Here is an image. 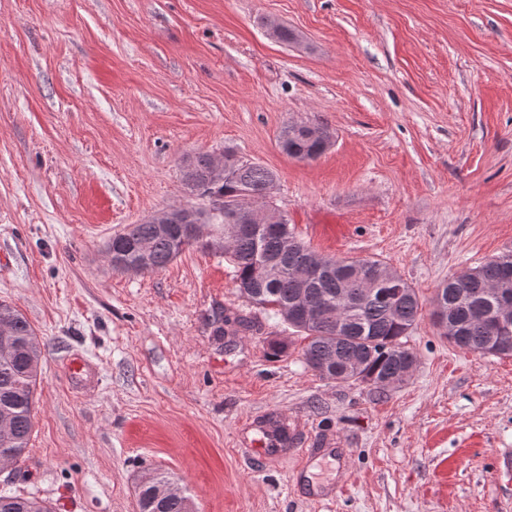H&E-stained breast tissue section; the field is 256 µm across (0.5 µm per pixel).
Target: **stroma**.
<instances>
[{
    "instance_id": "35a3bbf8",
    "label": "stroma",
    "mask_w": 512,
    "mask_h": 512,
    "mask_svg": "<svg viewBox=\"0 0 512 512\" xmlns=\"http://www.w3.org/2000/svg\"><path fill=\"white\" fill-rule=\"evenodd\" d=\"M315 118L333 146L288 157L281 128ZM228 146L276 172L317 254L415 288L404 383L320 379L223 256L112 269L114 235L188 203L183 154ZM509 250L512 0H0V302L43 344L14 487L58 512H138L157 470L198 512H512V356L431 317L449 277ZM225 313L249 330L217 335ZM271 418L346 467L260 454ZM325 481L338 497L309 498Z\"/></svg>"
}]
</instances>
